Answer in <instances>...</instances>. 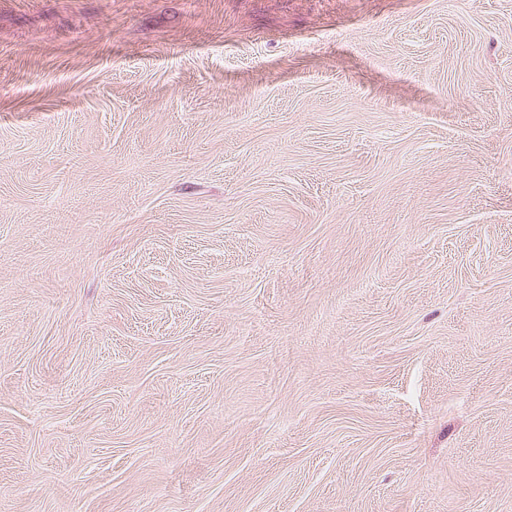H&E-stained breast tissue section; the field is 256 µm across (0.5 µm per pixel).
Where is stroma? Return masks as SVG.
<instances>
[{"label": "stroma", "mask_w": 512, "mask_h": 512, "mask_svg": "<svg viewBox=\"0 0 512 512\" xmlns=\"http://www.w3.org/2000/svg\"><path fill=\"white\" fill-rule=\"evenodd\" d=\"M0 512H512V0H0Z\"/></svg>", "instance_id": "35a3bbf8"}]
</instances>
